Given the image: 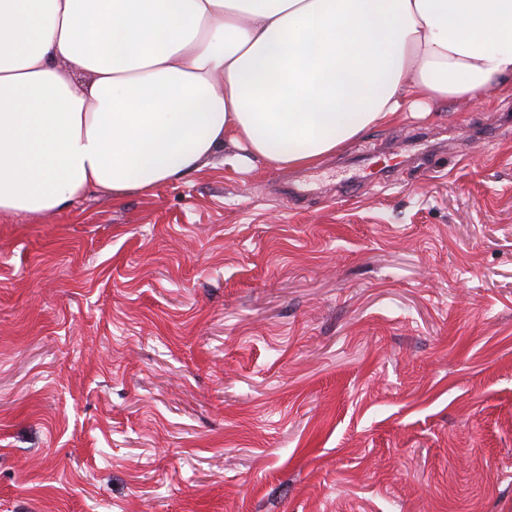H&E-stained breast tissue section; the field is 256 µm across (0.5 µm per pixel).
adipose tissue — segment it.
<instances>
[{
  "mask_svg": "<svg viewBox=\"0 0 512 512\" xmlns=\"http://www.w3.org/2000/svg\"><path fill=\"white\" fill-rule=\"evenodd\" d=\"M512 87V0H0V213L302 168Z\"/></svg>",
  "mask_w": 512,
  "mask_h": 512,
  "instance_id": "adipose-tissue-1",
  "label": "adipose tissue"
}]
</instances>
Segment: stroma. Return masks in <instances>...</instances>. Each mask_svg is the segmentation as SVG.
Returning a JSON list of instances; mask_svg holds the SVG:
<instances>
[{
	"label": "stroma",
	"instance_id": "stroma-1",
	"mask_svg": "<svg viewBox=\"0 0 512 512\" xmlns=\"http://www.w3.org/2000/svg\"><path fill=\"white\" fill-rule=\"evenodd\" d=\"M235 152L0 213V512H512V93Z\"/></svg>",
	"mask_w": 512,
	"mask_h": 512
}]
</instances>
